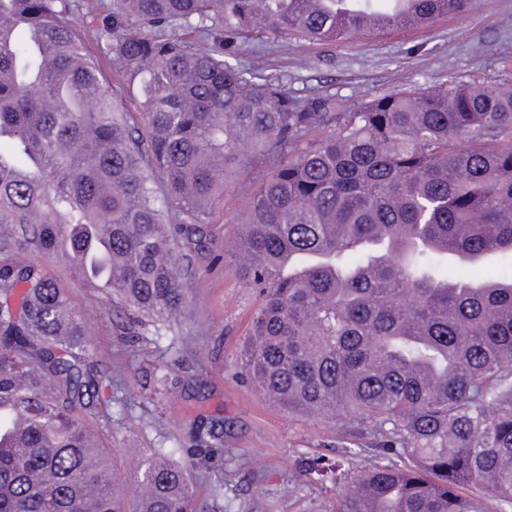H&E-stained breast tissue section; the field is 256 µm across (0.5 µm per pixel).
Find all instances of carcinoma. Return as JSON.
<instances>
[{
    "label": "carcinoma",
    "instance_id": "obj_1",
    "mask_svg": "<svg viewBox=\"0 0 512 512\" xmlns=\"http://www.w3.org/2000/svg\"><path fill=\"white\" fill-rule=\"evenodd\" d=\"M470 3L0 0V512H126L84 421L110 417L112 376L23 253L64 250L117 304L120 335L153 325L182 345L184 261L255 168L237 260L261 304L241 373L380 448L367 470L353 448L316 470L332 512H512V274L479 273L512 256V88L454 80L338 112L240 58L256 33L341 45ZM223 434L212 418L185 459L144 457L134 512H208L190 470L224 469ZM90 50L99 58L101 69L108 79L110 88L114 89L116 94L122 99L126 110L128 112H137V101L124 89V80L121 74L112 69V65L104 58V55L100 53L96 46H91Z\"/></svg>",
    "mask_w": 512,
    "mask_h": 512
}]
</instances>
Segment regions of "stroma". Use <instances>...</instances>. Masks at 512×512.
<instances>
[{
	"instance_id": "obj_1",
	"label": "stroma",
	"mask_w": 512,
	"mask_h": 512,
	"mask_svg": "<svg viewBox=\"0 0 512 512\" xmlns=\"http://www.w3.org/2000/svg\"><path fill=\"white\" fill-rule=\"evenodd\" d=\"M282 74L289 94L333 95L340 111L379 94L453 80L512 82V0H473L465 14L431 27L398 31L345 45L252 44L243 54ZM253 171L224 191L212 215L207 249L193 260L187 281L192 341L175 348L168 333L147 328L143 339L120 336L107 296L78 279L62 252L29 251L68 294L81 314L92 359L112 376L109 419L91 420L111 448L118 481L130 487L143 455L157 448H190L189 432L213 415L224 419V491L193 478L190 489L210 512H327L329 493L301 472L306 460L333 457L351 434L335 422L288 415L240 374V354L259 303L236 271L240 222L248 209ZM166 374L153 393L149 372Z\"/></svg>"
}]
</instances>
